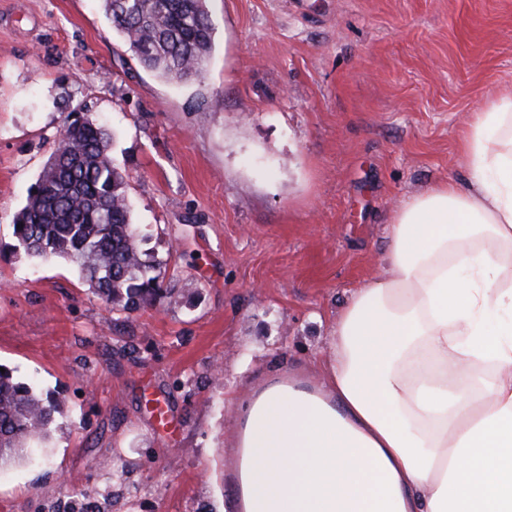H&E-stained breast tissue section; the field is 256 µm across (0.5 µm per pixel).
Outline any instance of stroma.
<instances>
[{
	"label": "stroma",
	"instance_id": "35a3bbf8",
	"mask_svg": "<svg viewBox=\"0 0 512 512\" xmlns=\"http://www.w3.org/2000/svg\"><path fill=\"white\" fill-rule=\"evenodd\" d=\"M209 8L207 71L177 85L99 0H0V245L80 110L113 131L141 247L178 294L115 312L67 260L0 257V364L68 403L45 459L0 469V512H223L229 400L319 378L394 212L467 187L468 117L512 88V0Z\"/></svg>",
	"mask_w": 512,
	"mask_h": 512
}]
</instances>
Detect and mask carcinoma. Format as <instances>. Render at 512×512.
I'll use <instances>...</instances> for the list:
<instances>
[{
	"mask_svg": "<svg viewBox=\"0 0 512 512\" xmlns=\"http://www.w3.org/2000/svg\"><path fill=\"white\" fill-rule=\"evenodd\" d=\"M112 30L147 71L175 84L201 78L214 41L209 0H100ZM113 132L82 112L66 120L25 206L12 219L15 244L36 260L62 258L111 309L133 313L163 289L139 245L126 174L109 148ZM65 403L36 381L0 372V468L25 463Z\"/></svg>",
	"mask_w": 512,
	"mask_h": 512,
	"instance_id": "obj_1",
	"label": "carcinoma"
}]
</instances>
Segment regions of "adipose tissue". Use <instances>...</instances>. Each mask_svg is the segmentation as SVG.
Listing matches in <instances>:
<instances>
[{
  "label": "adipose tissue",
  "mask_w": 512,
  "mask_h": 512,
  "mask_svg": "<svg viewBox=\"0 0 512 512\" xmlns=\"http://www.w3.org/2000/svg\"><path fill=\"white\" fill-rule=\"evenodd\" d=\"M462 153L469 190L436 182L394 213L320 383L232 404L233 512H512V91Z\"/></svg>",
  "instance_id": "1"
}]
</instances>
